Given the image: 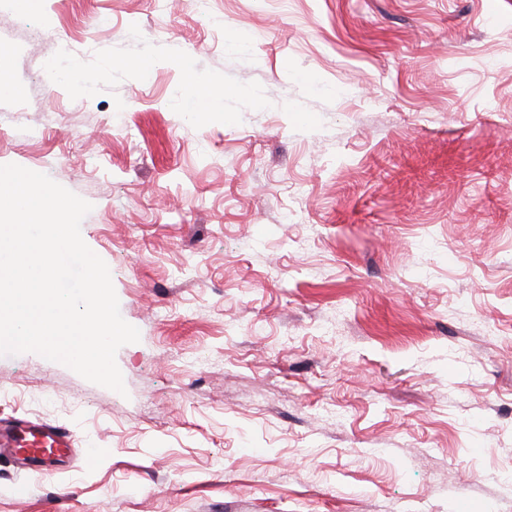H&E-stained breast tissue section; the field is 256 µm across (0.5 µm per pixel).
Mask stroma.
I'll return each instance as SVG.
<instances>
[{"mask_svg": "<svg viewBox=\"0 0 512 512\" xmlns=\"http://www.w3.org/2000/svg\"><path fill=\"white\" fill-rule=\"evenodd\" d=\"M498 4L0 0V165L91 203L140 332L122 394L0 356V417L77 435L61 474L0 459V512H512ZM67 57L87 82L55 80ZM195 80L231 89L223 112L180 110Z\"/></svg>", "mask_w": 512, "mask_h": 512, "instance_id": "obj_1", "label": "stroma"}]
</instances>
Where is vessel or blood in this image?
Returning a JSON list of instances; mask_svg holds the SVG:
<instances>
[{
    "label": "vessel or blood",
    "mask_w": 512,
    "mask_h": 512,
    "mask_svg": "<svg viewBox=\"0 0 512 512\" xmlns=\"http://www.w3.org/2000/svg\"><path fill=\"white\" fill-rule=\"evenodd\" d=\"M75 442L73 430L63 424L18 419L0 425V447L23 465L38 463L64 469Z\"/></svg>",
    "instance_id": "vessel-or-blood-1"
}]
</instances>
